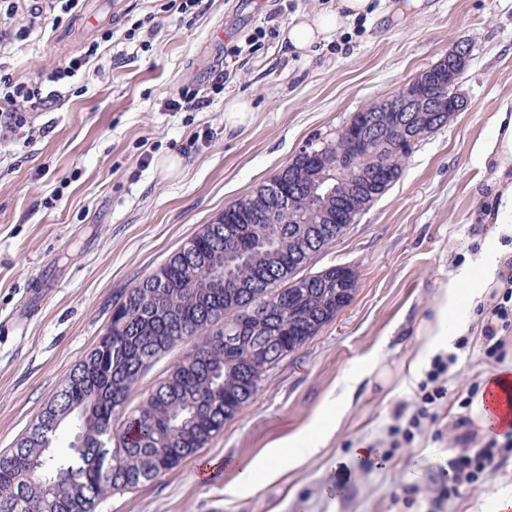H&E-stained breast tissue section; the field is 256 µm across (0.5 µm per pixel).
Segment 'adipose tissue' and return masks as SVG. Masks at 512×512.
<instances>
[{"instance_id": "obj_1", "label": "adipose tissue", "mask_w": 512, "mask_h": 512, "mask_svg": "<svg viewBox=\"0 0 512 512\" xmlns=\"http://www.w3.org/2000/svg\"><path fill=\"white\" fill-rule=\"evenodd\" d=\"M369 6L370 0H340L336 9L322 11L313 18L291 20L284 33L289 51L307 56L330 33ZM474 152L494 168V193L483 209V221L494 225L495 232L476 261L449 274L447 282L440 285L432 316L422 328L429 348L468 331L474 299L500 287V273L512 262V97L502 100L489 135L475 144ZM308 454V449L290 443L272 448L255 467L242 473L241 484L246 487L257 480L273 478L300 465Z\"/></svg>"}]
</instances>
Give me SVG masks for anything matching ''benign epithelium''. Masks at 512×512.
Returning <instances> with one entry per match:
<instances>
[{"instance_id":"benign-epithelium-1","label":"benign epithelium","mask_w":512,"mask_h":512,"mask_svg":"<svg viewBox=\"0 0 512 512\" xmlns=\"http://www.w3.org/2000/svg\"><path fill=\"white\" fill-rule=\"evenodd\" d=\"M448 97L433 91L430 78L421 81L413 80L399 92L386 100L383 109L397 112L396 124H384L374 113L369 116L364 127L356 125L346 127L336 143V147L324 156L316 151L302 150L308 161L321 168L320 176L314 183L308 182V173L302 168L288 169V180L292 189L285 192L280 182H270L265 187L263 205L250 210V219L255 224H273L280 212L296 211V198L306 193L313 198L330 194L343 187L345 191L337 197L336 210L345 212L353 209L358 201L359 190L363 185L359 178L364 172L356 169L357 158L365 142L374 134L387 136L396 133V139L401 149L406 150L417 138L446 110L462 112L469 107L468 100L457 89V82L451 79L453 73H448Z\"/></svg>"}]
</instances>
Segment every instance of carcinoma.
<instances>
[{
    "instance_id": "cac0c4a2",
    "label": "carcinoma",
    "mask_w": 512,
    "mask_h": 512,
    "mask_svg": "<svg viewBox=\"0 0 512 512\" xmlns=\"http://www.w3.org/2000/svg\"><path fill=\"white\" fill-rule=\"evenodd\" d=\"M390 187L403 174L404 155L374 143ZM265 184L231 203L222 220L242 225L260 203ZM301 223L281 214L259 237L224 245L225 225L205 224L194 251L168 259L112 300L110 324L97 344L63 379L37 420L0 454V512H96L100 501L134 490L196 455L254 398L267 372L348 306L357 272L331 266L281 288L272 297L259 279L276 265L308 266L314 253L304 231H319L324 249L349 226L336 203H298ZM183 356L134 408L128 400L141 365L177 345ZM76 423L77 443L66 458L54 454L62 426Z\"/></svg>"
}]
</instances>
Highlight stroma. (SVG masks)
Returning <instances> with one entry per match:
<instances>
[{
	"label": "stroma",
	"instance_id": "1",
	"mask_svg": "<svg viewBox=\"0 0 512 512\" xmlns=\"http://www.w3.org/2000/svg\"><path fill=\"white\" fill-rule=\"evenodd\" d=\"M164 0H84L56 31H33L0 56L14 78H35L79 54L104 30L95 68L65 82L29 130L0 135V452L35 422L61 379L96 344L121 290L150 273L229 203L270 179L310 141L333 140L351 117L393 96L458 41L471 44L459 79L470 107L419 142L400 180L309 266L353 268L352 302L301 350L284 358L253 402L198 455L97 512H427L436 466L451 454L448 430L473 382L495 372L473 331L448 372L436 424L398 450L388 429L411 412L432 351L419 334L439 284L491 232L477 218L490 167L474 155L501 101L512 96V0H373L369 16L289 56L283 37L246 47L275 17L279 28L337 0H201L185 20ZM143 30L134 39V22ZM223 40H213L216 29ZM242 46L236 57L225 47ZM231 76L208 107L173 112L185 86L209 89ZM242 96L252 113L225 128L224 102ZM181 158L179 172L160 162ZM380 363L390 383L358 385L337 431L319 420L335 410L341 381ZM442 438H435V431ZM302 435L314 455L243 494L231 488L275 442ZM391 451L365 469L358 447ZM420 496L400 500L402 484ZM512 497V458L448 505L491 512Z\"/></svg>",
	"mask_w": 512,
	"mask_h": 512
}]
</instances>
